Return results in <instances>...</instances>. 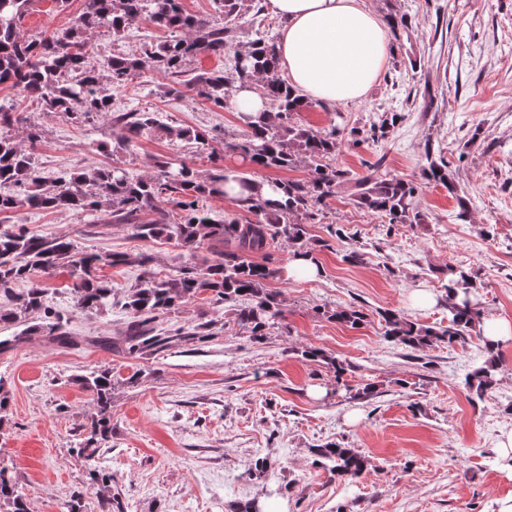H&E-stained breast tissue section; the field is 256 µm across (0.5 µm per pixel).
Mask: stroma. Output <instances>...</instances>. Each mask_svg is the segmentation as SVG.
<instances>
[{
	"instance_id": "obj_1",
	"label": "stroma",
	"mask_w": 512,
	"mask_h": 512,
	"mask_svg": "<svg viewBox=\"0 0 512 512\" xmlns=\"http://www.w3.org/2000/svg\"><path fill=\"white\" fill-rule=\"evenodd\" d=\"M380 19L407 20L378 82L365 98L333 106L312 105L297 122L327 129L369 126L385 112L397 122L387 136L360 147L342 146L336 162L355 173L367 166L422 186L421 224H390L357 208L348 192L332 199L308 236L318 260L315 277L274 280L286 308L285 327L263 340L250 337L229 309L190 298L159 329L168 342L131 355L94 344L121 337L127 312L121 302L144 271L178 275L197 264L176 241L133 237L113 223L108 208L77 211L20 208L0 214V229L19 225L30 234L65 237L95 253L150 258L101 271L111 281V306L82 314L73 307L68 274L47 278L46 297L58 310L72 343L59 347L38 333L37 315L0 324V337L24 342L0 353V385L10 396L0 412V459L13 468L30 512H68L73 491L83 493L82 512H99V490L73 449L94 410L90 393L73 378L101 367L112 370V436L96 457L111 473V493L122 512H237L285 498L287 512H499L512 499V477L501 466L497 442L512 430V340L499 348V382L484 399L471 401L465 375L483 359L474 336L455 345L412 350L384 338L381 311L410 321L448 324L441 271L454 264L471 271L486 318L512 321V0H368ZM83 8L70 0H35L23 36L62 29ZM166 80L152 70L111 90L114 108L157 110L171 124L214 130L207 153L163 136L139 138L132 152L100 153L118 129L93 118L74 125L46 115L0 85V102L42 124L35 150L42 176L111 162L131 177L152 174L155 158L193 162L206 172L238 166L224 152L238 135L236 112L212 111L190 96L164 95ZM432 145L450 161L459 197L470 207L457 218V199L424 183L421 158ZM342 228L346 238L329 235ZM364 246L361 263L343 259L348 238ZM432 297L420 304L416 291ZM350 307L366 314L352 328L322 317V310ZM211 322L209 338L181 341L174 329ZM316 346L346 360L349 386L375 385L359 400L335 392L328 368L303 360ZM328 443L354 449L370 461L347 483L315 465L312 450ZM268 459L269 473L253 472Z\"/></svg>"
}]
</instances>
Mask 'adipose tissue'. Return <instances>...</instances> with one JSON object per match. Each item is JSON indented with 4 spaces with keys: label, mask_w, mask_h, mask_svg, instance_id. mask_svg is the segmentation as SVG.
<instances>
[{
    "label": "adipose tissue",
    "mask_w": 512,
    "mask_h": 512,
    "mask_svg": "<svg viewBox=\"0 0 512 512\" xmlns=\"http://www.w3.org/2000/svg\"><path fill=\"white\" fill-rule=\"evenodd\" d=\"M285 25L278 54L290 85L331 106L362 100L385 69L387 33L364 0H266Z\"/></svg>",
    "instance_id": "1"
}]
</instances>
